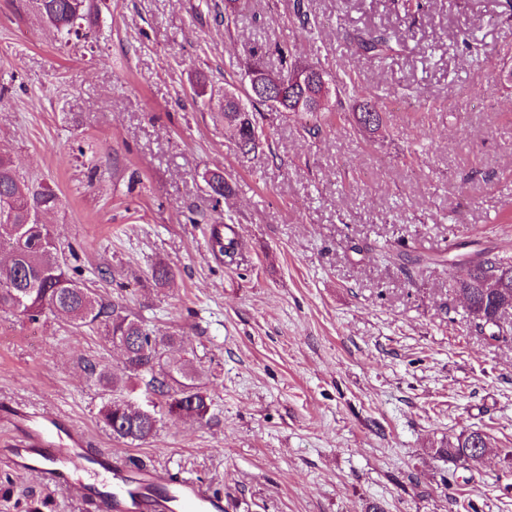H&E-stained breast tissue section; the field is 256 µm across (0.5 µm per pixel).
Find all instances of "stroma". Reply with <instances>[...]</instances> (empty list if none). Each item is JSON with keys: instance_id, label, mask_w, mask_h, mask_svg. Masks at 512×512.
<instances>
[{"instance_id": "stroma-1", "label": "stroma", "mask_w": 512, "mask_h": 512, "mask_svg": "<svg viewBox=\"0 0 512 512\" xmlns=\"http://www.w3.org/2000/svg\"><path fill=\"white\" fill-rule=\"evenodd\" d=\"M98 0L62 45L32 0H0V147L60 198L46 217L76 278L174 336L210 399L205 423L168 416L144 386L116 398L156 411L155 437L114 438L90 366L120 371L98 331L0 313V405L58 412L95 447L192 475L224 512H512V343H491L448 288L456 261L512 254V15L503 0ZM472 32L471 46L457 41ZM398 44L383 62L351 33ZM321 66L330 126L268 128L242 157L222 92L251 47L279 69ZM385 122L362 132L359 99ZM219 171L232 196L215 200ZM238 230L235 260L213 229ZM416 263L403 267L402 256ZM174 278L155 287L154 263ZM479 429L477 466L433 447ZM94 512L76 491L0 470V512Z\"/></svg>"}]
</instances>
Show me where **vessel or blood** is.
I'll return each instance as SVG.
<instances>
[{
    "mask_svg": "<svg viewBox=\"0 0 512 512\" xmlns=\"http://www.w3.org/2000/svg\"><path fill=\"white\" fill-rule=\"evenodd\" d=\"M12 435L0 456L36 474L43 487L78 480L98 512H224L221 496L197 479L158 467L138 468L92 449L84 431L63 416H8Z\"/></svg>",
    "mask_w": 512,
    "mask_h": 512,
    "instance_id": "1",
    "label": "vessel or blood"
}]
</instances>
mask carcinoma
<instances>
[{
  "label": "carcinoma",
  "instance_id": "cac0c4a2",
  "mask_svg": "<svg viewBox=\"0 0 512 512\" xmlns=\"http://www.w3.org/2000/svg\"><path fill=\"white\" fill-rule=\"evenodd\" d=\"M35 3L47 23L65 39H80L81 21L91 13L90 0ZM292 8L298 28L306 35L312 33L314 23L302 0H293ZM353 42L359 52L377 62L393 50L392 40L384 35L367 38L356 34ZM317 75L314 86L307 88L305 113L301 115L302 127L312 137L322 132L324 108L318 94L328 85L322 71H317ZM224 95V127L244 157L258 151L266 137V124L277 118L285 119L290 112L285 102L274 107L257 98L251 85L242 95L227 88ZM355 118L365 130H377L382 124V113L370 99L358 104ZM206 183L217 200L231 192L221 172L211 173ZM58 204L59 197L53 191L29 181L16 169L9 153L0 149V251L8 252L7 259L0 260V311H10L32 322L49 312L78 328H103L106 340L122 353L123 374L119 376L106 369L94 371L92 375L99 385L116 388L133 379H143L146 391L165 399L168 414L203 422L208 403L207 395L195 384L197 370L185 361L163 360V350L173 342V337L157 335L136 317L104 303L79 279L65 272L66 258L58 249L54 234L42 222V216ZM210 249L232 260L236 241L216 229L210 238ZM464 265L465 275L451 280L448 288L467 300L470 317H481L482 324L475 325L476 331L482 333L484 328L495 326L504 331L495 337L496 341L512 342V322L506 316L512 312V257L484 249L470 255ZM502 269L511 272L507 284L495 288L486 283L488 273ZM100 421L113 436L131 444L153 437L159 424L156 413H147L136 403L114 398L102 406ZM487 448L486 434L471 430L431 452L457 466L471 467L486 454Z\"/></svg>",
  "mask_w": 512,
  "mask_h": 512
}]
</instances>
